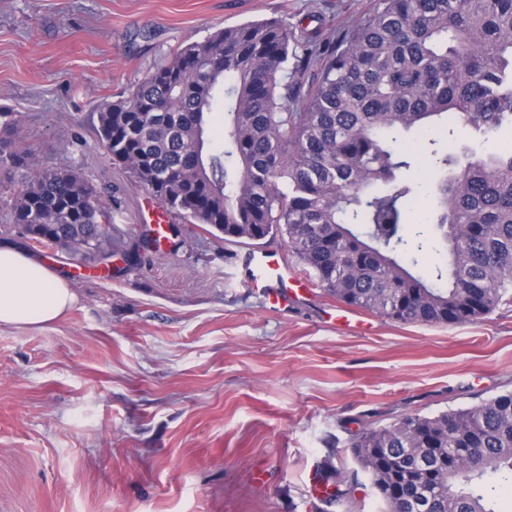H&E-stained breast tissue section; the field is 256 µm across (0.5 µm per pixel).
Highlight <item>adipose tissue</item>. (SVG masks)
<instances>
[{"instance_id": "obj_1", "label": "adipose tissue", "mask_w": 512, "mask_h": 512, "mask_svg": "<svg viewBox=\"0 0 512 512\" xmlns=\"http://www.w3.org/2000/svg\"><path fill=\"white\" fill-rule=\"evenodd\" d=\"M76 301L70 283L18 245L0 243V326H42Z\"/></svg>"}]
</instances>
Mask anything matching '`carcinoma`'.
Returning <instances> with one entry per match:
<instances>
[{
	"instance_id": "1",
	"label": "carcinoma",
	"mask_w": 512,
	"mask_h": 512,
	"mask_svg": "<svg viewBox=\"0 0 512 512\" xmlns=\"http://www.w3.org/2000/svg\"><path fill=\"white\" fill-rule=\"evenodd\" d=\"M455 125L476 142L512 128V0H378L327 55L280 20L226 26L104 104L97 132L185 223L238 245L282 238L345 304L464 324L512 303V147L458 172ZM412 131L434 146L433 220L449 245V267L426 275L404 220ZM2 168L22 172L12 216L36 243L78 255L111 237L112 211L78 170L35 164L20 140H0ZM351 451L385 512H494L512 487V391L366 429ZM323 480L324 503L340 502L345 477Z\"/></svg>"
}]
</instances>
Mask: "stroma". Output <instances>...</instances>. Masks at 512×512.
Here are the masks:
<instances>
[{
    "mask_svg": "<svg viewBox=\"0 0 512 512\" xmlns=\"http://www.w3.org/2000/svg\"><path fill=\"white\" fill-rule=\"evenodd\" d=\"M376 3L0 0V109L22 114L43 163L93 183L120 243L108 277L94 255L26 245L77 301L49 324L0 327V512H326L319 470L357 471L363 430L512 390V304L459 325L364 309V330H336L321 286L273 312L230 266L240 246L174 214L161 258L123 260L162 204L110 159L102 104L187 40L273 19L338 40ZM408 176L420 265H446L431 177Z\"/></svg>",
    "mask_w": 512,
    "mask_h": 512,
    "instance_id": "1",
    "label": "stroma"
}]
</instances>
